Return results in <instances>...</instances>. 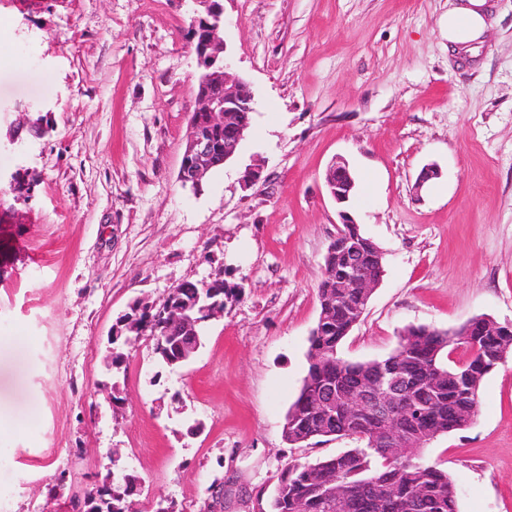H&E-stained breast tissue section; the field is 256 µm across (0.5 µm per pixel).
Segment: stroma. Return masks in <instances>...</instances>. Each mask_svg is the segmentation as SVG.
<instances>
[{"label": "stroma", "mask_w": 512, "mask_h": 512, "mask_svg": "<svg viewBox=\"0 0 512 512\" xmlns=\"http://www.w3.org/2000/svg\"><path fill=\"white\" fill-rule=\"evenodd\" d=\"M190 12L189 0H0V174L37 177L28 198L0 192V512H70L113 449L141 482V512L163 497L202 512L217 475L224 512H267L286 463L350 447L282 437L340 223L324 182L336 158L385 262L341 358L383 359L411 325L512 322V0H495L475 57L448 49V0H224L256 110L198 193L178 180ZM27 111L48 120L44 138ZM430 164L437 178L417 187ZM253 165L262 178L243 187ZM219 267L241 301L180 367L136 343L111 408L99 387L116 318ZM425 456L460 512H512V353L484 378L471 425Z\"/></svg>", "instance_id": "stroma-1"}]
</instances>
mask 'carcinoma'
I'll use <instances>...</instances> for the list:
<instances>
[{"mask_svg": "<svg viewBox=\"0 0 512 512\" xmlns=\"http://www.w3.org/2000/svg\"><path fill=\"white\" fill-rule=\"evenodd\" d=\"M216 150L213 168L224 165V129L210 131ZM334 254L325 258L318 299L325 319L318 321L309 338L308 371L298 398L288 409L283 438L304 444L320 437L351 438L357 442L340 454L315 461H295L281 472L269 512H459L457 493L448 472L438 465L414 457L407 449L393 458L387 449L372 445L385 427L398 429L410 443L435 439L472 422L483 378L496 366L500 355L512 352V328L490 320L486 326L464 324L452 331L424 325L408 326L398 337L396 348L382 360L348 362L339 347L365 311L362 289L342 288L347 266L372 265L375 249L356 224H343L337 231ZM242 288L227 279L222 268L214 270L203 288L196 282L180 284L155 306H144L125 314L113 324L134 319L145 335L152 337L153 353L174 348L180 337L190 335L170 310L200 309L218 301L240 300ZM112 365L126 364L124 336L110 340ZM460 347L466 356L448 365V348ZM387 374L410 380L408 398L424 405L425 414L415 418L403 406L384 415L370 406L352 409L348 394L373 385ZM131 477L112 489V512H129L133 491Z\"/></svg>", "mask_w": 512, "mask_h": 512, "instance_id": "carcinoma-1", "label": "carcinoma"}]
</instances>
